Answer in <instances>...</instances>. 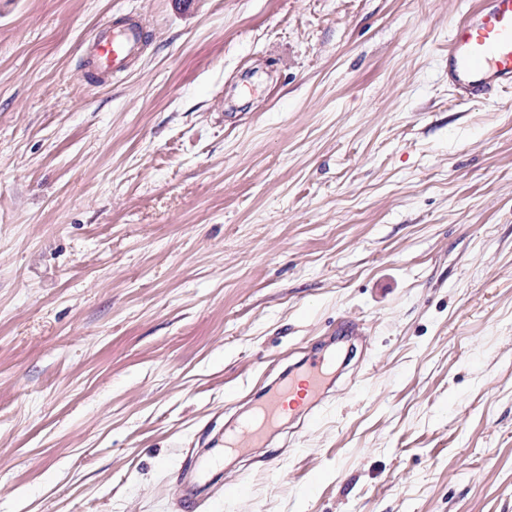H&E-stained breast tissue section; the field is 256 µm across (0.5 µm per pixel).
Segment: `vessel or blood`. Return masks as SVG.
Wrapping results in <instances>:
<instances>
[{
	"label": "vessel or blood",
	"instance_id": "b4317fda",
	"mask_svg": "<svg viewBox=\"0 0 512 512\" xmlns=\"http://www.w3.org/2000/svg\"><path fill=\"white\" fill-rule=\"evenodd\" d=\"M144 24L132 18L100 22L85 43L83 70L88 82L104 85L112 74L132 69L144 52ZM448 84L458 99L478 102L512 88V0H473L453 23L448 37ZM330 362L313 358L300 380L268 392L251 413L224 437V451L245 454L264 447L268 436L298 404L302 425L316 423L315 408L326 393ZM181 512H198L200 494L193 475L176 485Z\"/></svg>",
	"mask_w": 512,
	"mask_h": 512
}]
</instances>
